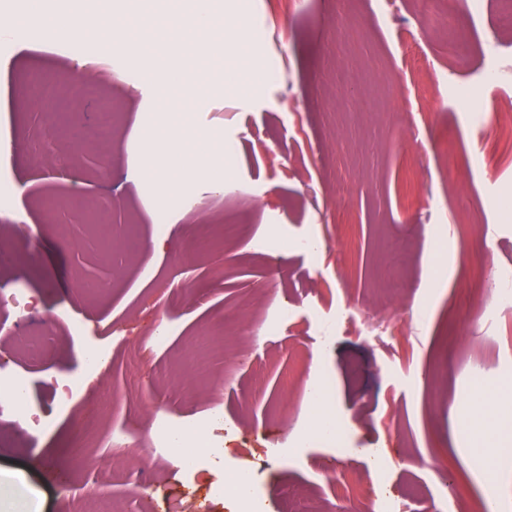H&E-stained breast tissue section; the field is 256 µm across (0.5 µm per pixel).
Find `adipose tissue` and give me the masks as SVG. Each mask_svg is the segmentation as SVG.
<instances>
[{"label":"adipose tissue","instance_id":"ef3b65f1","mask_svg":"<svg viewBox=\"0 0 512 512\" xmlns=\"http://www.w3.org/2000/svg\"><path fill=\"white\" fill-rule=\"evenodd\" d=\"M168 22L179 33L174 54L166 62L150 53L140 54L144 83L155 92L173 89L183 101L199 102L203 86L190 76V66L213 50L236 56L249 33L241 27L229 28L224 14L214 10L213 0H193L190 13L170 14ZM156 23L155 15L148 12L128 14L127 0H106L104 12L94 21L58 9L54 0H27L23 14L0 16V27L13 31L43 39L88 37L113 50L127 48L132 39L150 37ZM181 143L180 129L166 121L160 122L155 135L143 141V153L151 160V173L164 194L172 195L179 183L197 178L208 179L215 189H223L228 170L226 153L210 154L207 162L200 163ZM467 422L477 435L471 458L476 470H485L490 449L512 438V382L475 389L468 403Z\"/></svg>","mask_w":512,"mask_h":512}]
</instances>
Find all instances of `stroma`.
<instances>
[{
	"label": "stroma",
	"mask_w": 512,
	"mask_h": 512,
	"mask_svg": "<svg viewBox=\"0 0 512 512\" xmlns=\"http://www.w3.org/2000/svg\"><path fill=\"white\" fill-rule=\"evenodd\" d=\"M189 0H130L155 13L149 42L124 66L77 55L72 37L21 42L0 30V166L12 196L0 211V290H22L19 315L0 308V367L25 373L46 419L29 436L0 416V512H95L98 496L128 512H240L217 494L231 468H255L263 512L288 495L315 512H512V454L477 473L464 407L474 382L512 377V304L492 307L512 273V148L483 176L476 150L497 140L486 114L512 100V28L483 0H217L249 31L235 58L211 56L221 85L184 110L174 91L151 98L134 62L177 32L165 17ZM499 66L500 81L483 76ZM37 74L64 88L33 103ZM112 110V141L83 136ZM171 113L185 138L230 147L232 187L203 180L165 197L140 142ZM63 120L52 147L46 117ZM77 196L95 222L48 197ZM470 204L461 223L460 198ZM205 224L234 237L195 253ZM405 247L394 301L380 289L389 252ZM214 339L206 373L180 365ZM46 336L43 361L24 342ZM104 362L87 371L84 352ZM322 376L325 410L349 430L347 450L322 442L306 383ZM86 379L69 411L54 381ZM195 429L217 450L192 472L152 442L159 419Z\"/></svg>",
	"instance_id": "35a3bbf8"
}]
</instances>
